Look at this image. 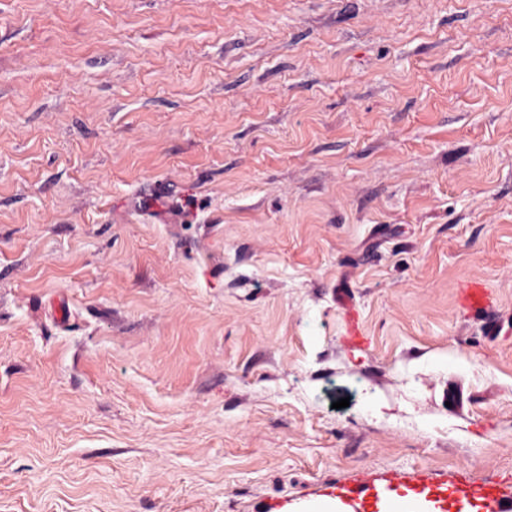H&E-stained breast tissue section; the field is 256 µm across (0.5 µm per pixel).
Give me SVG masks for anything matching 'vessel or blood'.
<instances>
[{"mask_svg":"<svg viewBox=\"0 0 512 512\" xmlns=\"http://www.w3.org/2000/svg\"><path fill=\"white\" fill-rule=\"evenodd\" d=\"M459 300L466 313L488 316L493 303L484 282L466 279L459 283ZM336 512H364L369 501L381 503L402 497L407 501H425L440 512H512V483L475 481L457 473L436 478L420 470L404 475H385L375 481L351 480L329 491Z\"/></svg>","mask_w":512,"mask_h":512,"instance_id":"obj_1","label":"vessel or blood"}]
</instances>
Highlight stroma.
<instances>
[{"label": "stroma", "instance_id": "35a3bbf8", "mask_svg": "<svg viewBox=\"0 0 512 512\" xmlns=\"http://www.w3.org/2000/svg\"><path fill=\"white\" fill-rule=\"evenodd\" d=\"M420 469L512 478V0H0V512ZM459 288V300L467 314L488 316L493 303L489 287L482 281L466 279L461 281Z\"/></svg>", "mask_w": 512, "mask_h": 512}]
</instances>
